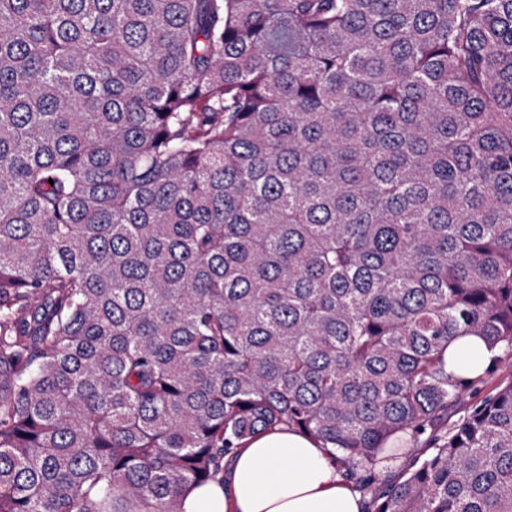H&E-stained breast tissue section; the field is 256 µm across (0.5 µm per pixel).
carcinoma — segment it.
<instances>
[{"mask_svg":"<svg viewBox=\"0 0 512 512\" xmlns=\"http://www.w3.org/2000/svg\"><path fill=\"white\" fill-rule=\"evenodd\" d=\"M505 356L512 0H0V512H183L282 428L512 512V380L449 424ZM494 353L495 350L488 349L485 342L478 337L454 339L448 344L447 358L448 355L451 357L448 359V372L475 376L479 373L476 370L475 359L481 358L483 361H487ZM452 356H457L458 359L453 362ZM468 356L472 358V361H466Z\"/></svg>","mask_w":512,"mask_h":512,"instance_id":"1","label":"carcinoma"}]
</instances>
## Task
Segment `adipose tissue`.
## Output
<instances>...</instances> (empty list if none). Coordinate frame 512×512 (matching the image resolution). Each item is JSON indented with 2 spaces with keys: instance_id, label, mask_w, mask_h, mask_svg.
Segmentation results:
<instances>
[{
  "instance_id": "adipose-tissue-1",
  "label": "adipose tissue",
  "mask_w": 512,
  "mask_h": 512,
  "mask_svg": "<svg viewBox=\"0 0 512 512\" xmlns=\"http://www.w3.org/2000/svg\"><path fill=\"white\" fill-rule=\"evenodd\" d=\"M454 374L476 375V359L492 355L483 340L448 345ZM184 512H364L361 494L345 481L324 449L288 429L247 440L230 457L223 480L187 493Z\"/></svg>"
}]
</instances>
